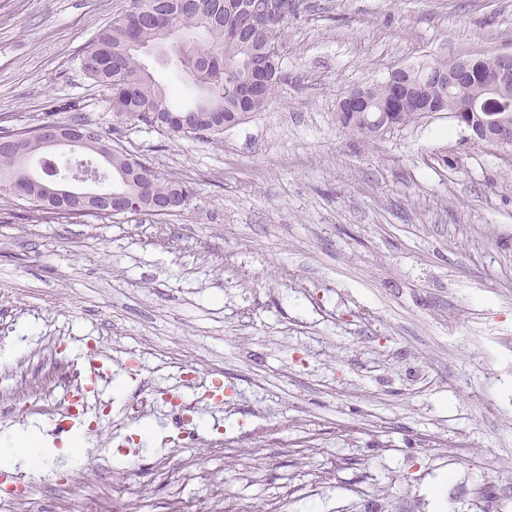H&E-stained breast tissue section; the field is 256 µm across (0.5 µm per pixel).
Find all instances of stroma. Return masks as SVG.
I'll use <instances>...</instances> for the list:
<instances>
[{
    "instance_id": "35a3bbf8",
    "label": "stroma",
    "mask_w": 512,
    "mask_h": 512,
    "mask_svg": "<svg viewBox=\"0 0 512 512\" xmlns=\"http://www.w3.org/2000/svg\"><path fill=\"white\" fill-rule=\"evenodd\" d=\"M131 0H0V119L82 121L184 181L182 214L0 223V437L50 441L0 512H512V148L447 113L365 138L337 103L398 64L512 49V0H303L286 81L218 138L118 119L81 50ZM61 342L52 353L48 337ZM101 336L112 386L195 402L210 443L56 435L12 408ZM220 403L199 402L200 389ZM448 477L442 500L433 485ZM134 498L101 500L102 485Z\"/></svg>"
}]
</instances>
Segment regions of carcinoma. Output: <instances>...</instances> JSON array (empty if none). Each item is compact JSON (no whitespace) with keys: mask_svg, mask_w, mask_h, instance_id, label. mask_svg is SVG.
<instances>
[{"mask_svg":"<svg viewBox=\"0 0 512 512\" xmlns=\"http://www.w3.org/2000/svg\"><path fill=\"white\" fill-rule=\"evenodd\" d=\"M262 0H134V7L112 18L82 50L84 73L111 94L117 117L161 128L174 137L217 136L254 112L267 107L282 80L280 53L271 52L281 43V30L267 32L257 17ZM173 25L179 49L177 68L190 79L198 97L186 108L171 103L173 91L160 85L143 63L139 46L158 41L162 29ZM448 61L423 59L403 65L409 84L443 69ZM365 112H340L341 125L366 138L395 126L415 122L424 116L418 105L400 112H384L392 98L387 82L371 85ZM66 130L89 125L75 119L62 124L48 119L31 128L0 126V162L9 149L18 148L30 158L41 157L42 176H62L74 170V162L46 153L37 130ZM112 163L132 171L128 182L118 181L109 190L124 196L131 214L160 215L159 209L172 197L190 195L185 182L157 175L139 157L112 149ZM22 199L15 208L0 212V223L34 220L45 224L73 222L84 217L109 219L114 213L99 204L77 198L65 202L44 200L35 195L19 197L13 187L0 184V198Z\"/></svg>","mask_w":512,"mask_h":512,"instance_id":"cac0c4a2","label":"carcinoma"}]
</instances>
